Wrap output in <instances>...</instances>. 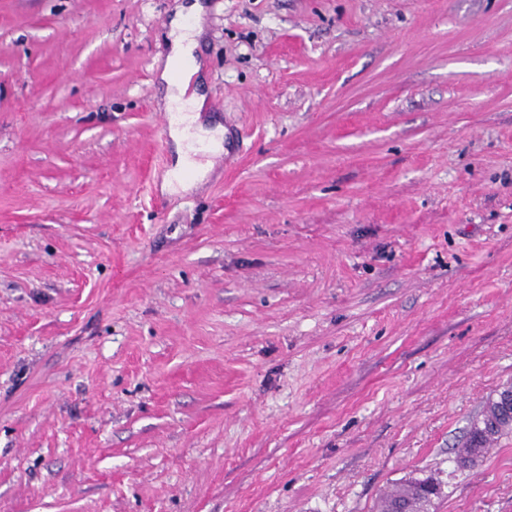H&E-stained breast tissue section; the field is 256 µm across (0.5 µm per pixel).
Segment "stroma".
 <instances>
[{
	"instance_id": "1",
	"label": "stroma",
	"mask_w": 512,
	"mask_h": 512,
	"mask_svg": "<svg viewBox=\"0 0 512 512\" xmlns=\"http://www.w3.org/2000/svg\"><path fill=\"white\" fill-rule=\"evenodd\" d=\"M204 2L165 193L172 0H0V512H512V0ZM195 1L175 6L173 18L170 21L168 38L170 52L162 68L158 70L159 84L164 88L163 107L166 112H183L172 122L170 136L175 144L176 161L174 166L163 178L162 189L182 190L201 186L212 171L209 162L196 161L190 177L175 178V174L184 170L190 164V153H195L193 141L209 142L205 148H213L224 153V126L220 123L206 121L202 112L204 97L194 93L186 98L189 82L196 80L201 71V65L196 62L194 52L199 38L204 32L205 5ZM193 19L188 25L186 18ZM211 124L210 128L205 125ZM498 390L490 396L485 402L483 409L481 411L480 418L474 421L464 439V442L461 444L462 448H453L454 450V459L453 462L455 464L456 471H465L467 469L473 468L477 465L479 460L483 457L476 456L475 458L468 459L467 458V448H479L483 444L484 452L488 449V445L491 442L498 440L500 437L512 433V424H506L499 427L496 431H492L485 435L483 432H480L479 428H477V424L481 425L487 415L492 411L493 401L496 398ZM418 486L433 488V495L429 500H422L415 494ZM445 484L435 475L425 477H412L396 485L380 502V512H394L397 504H402L407 512H429L435 499L444 495Z\"/></svg>"
}]
</instances>
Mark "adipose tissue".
Instances as JSON below:
<instances>
[{"mask_svg": "<svg viewBox=\"0 0 512 512\" xmlns=\"http://www.w3.org/2000/svg\"><path fill=\"white\" fill-rule=\"evenodd\" d=\"M205 14L201 0H183L176 5L168 30L171 49L158 71V81L164 89L163 107L176 115L170 136L177 157L172 171L167 172L162 182L166 191L199 187L211 173L210 163L191 161L195 143L205 142L216 150L224 147L223 125L207 124L201 115L203 96L187 93L190 81L198 78L201 71L194 52L204 32Z\"/></svg>", "mask_w": 512, "mask_h": 512, "instance_id": "adipose-tissue-1", "label": "adipose tissue"}]
</instances>
